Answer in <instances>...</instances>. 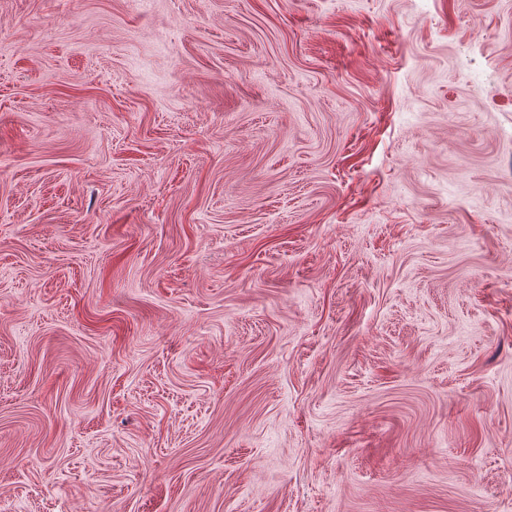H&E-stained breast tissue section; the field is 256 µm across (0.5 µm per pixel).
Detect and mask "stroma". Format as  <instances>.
Segmentation results:
<instances>
[{"label": "stroma", "mask_w": 512, "mask_h": 512, "mask_svg": "<svg viewBox=\"0 0 512 512\" xmlns=\"http://www.w3.org/2000/svg\"><path fill=\"white\" fill-rule=\"evenodd\" d=\"M0 512H512V0H0Z\"/></svg>", "instance_id": "1"}]
</instances>
